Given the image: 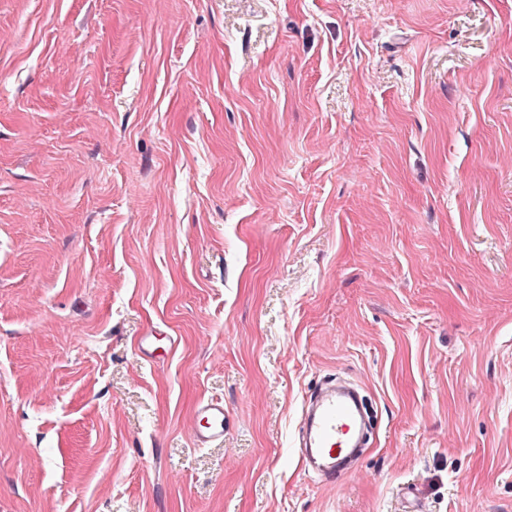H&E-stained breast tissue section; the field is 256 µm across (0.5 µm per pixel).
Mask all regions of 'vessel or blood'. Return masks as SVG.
Returning <instances> with one entry per match:
<instances>
[{
  "label": "vessel or blood",
  "mask_w": 512,
  "mask_h": 512,
  "mask_svg": "<svg viewBox=\"0 0 512 512\" xmlns=\"http://www.w3.org/2000/svg\"><path fill=\"white\" fill-rule=\"evenodd\" d=\"M190 436L200 448L223 444L222 399L207 398L198 403ZM365 440V417L356 389L327 381L306 398L298 432V445L304 450L301 462L321 481L332 484L350 473V458L355 449L364 447Z\"/></svg>",
  "instance_id": "b4317fda"
}]
</instances>
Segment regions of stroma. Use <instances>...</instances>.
Here are the masks:
<instances>
[{"instance_id": "1", "label": "stroma", "mask_w": 512, "mask_h": 512, "mask_svg": "<svg viewBox=\"0 0 512 512\" xmlns=\"http://www.w3.org/2000/svg\"><path fill=\"white\" fill-rule=\"evenodd\" d=\"M415 504L512 512V0H0V512ZM333 381L306 398L298 432L299 461L329 484L350 473V458L355 448H365L367 434L360 393L351 386L336 388ZM190 436L198 448H211L224 443V401L219 398L202 399L196 408V419Z\"/></svg>"}]
</instances>
